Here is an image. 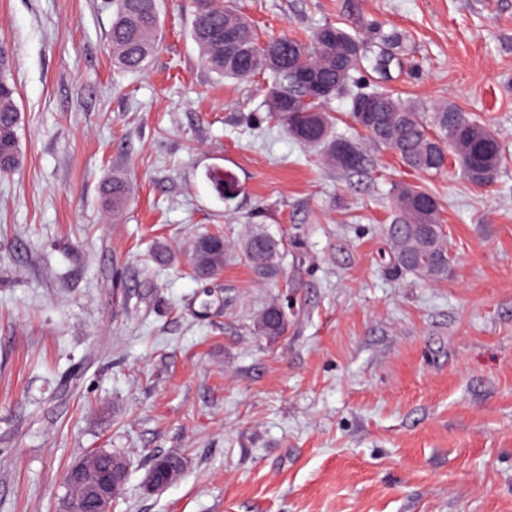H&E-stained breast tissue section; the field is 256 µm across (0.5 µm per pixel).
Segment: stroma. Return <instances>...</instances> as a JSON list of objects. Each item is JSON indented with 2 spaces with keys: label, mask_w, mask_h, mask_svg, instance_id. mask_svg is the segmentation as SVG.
<instances>
[{
  "label": "stroma",
  "mask_w": 512,
  "mask_h": 512,
  "mask_svg": "<svg viewBox=\"0 0 512 512\" xmlns=\"http://www.w3.org/2000/svg\"><path fill=\"white\" fill-rule=\"evenodd\" d=\"M232 5L264 39L399 33L387 88L485 122L504 162L483 187L453 164L422 174L336 97L323 109L366 164L331 167L269 119V75L202 64L196 0H158L133 73L109 50L112 0H0L21 111L0 176V512H58L68 469L101 448L128 461L112 512H512V0ZM399 184L437 197L447 279L397 267ZM258 227L288 240L279 282L237 254L191 275L200 233ZM273 299L288 326L271 343L252 319ZM171 452L183 475L148 492ZM130 194V186L123 177H113L112 183L107 190L106 202L112 211H119L126 206Z\"/></svg>",
  "instance_id": "obj_1"
}]
</instances>
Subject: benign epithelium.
Returning a JSON list of instances; mask_svg holds the SVG:
<instances>
[{
	"label": "benign epithelium",
	"instance_id": "7a95c632",
	"mask_svg": "<svg viewBox=\"0 0 512 512\" xmlns=\"http://www.w3.org/2000/svg\"><path fill=\"white\" fill-rule=\"evenodd\" d=\"M125 478L126 473L111 468L91 472L80 463L73 465L67 472L66 485L81 486L83 497L80 500L65 498L60 512H112Z\"/></svg>",
	"mask_w": 512,
	"mask_h": 512
}]
</instances>
